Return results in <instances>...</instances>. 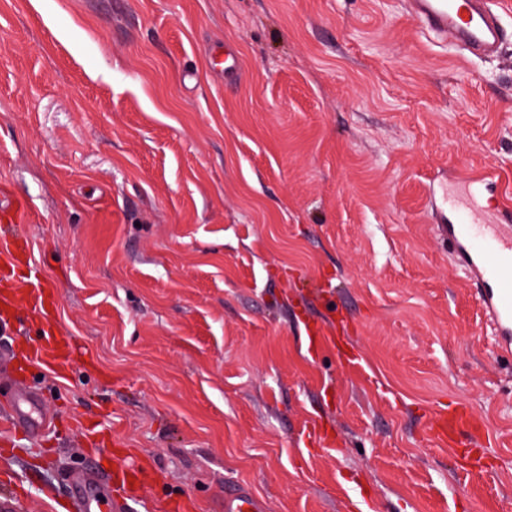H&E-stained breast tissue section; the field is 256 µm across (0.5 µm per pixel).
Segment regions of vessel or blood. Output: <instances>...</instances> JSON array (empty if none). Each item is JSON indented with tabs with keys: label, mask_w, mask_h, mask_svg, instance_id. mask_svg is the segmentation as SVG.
<instances>
[{
	"label": "vessel or blood",
	"mask_w": 512,
	"mask_h": 512,
	"mask_svg": "<svg viewBox=\"0 0 512 512\" xmlns=\"http://www.w3.org/2000/svg\"><path fill=\"white\" fill-rule=\"evenodd\" d=\"M411 6L425 29L437 37L484 54L496 51L499 27L485 0H411ZM448 242L457 266L481 286L479 299L499 353L512 358V204L500 203L491 224L480 222L469 205L459 206L448 226ZM22 247L20 237L0 236V281L8 285L0 302L23 308L27 318L38 324L40 336L32 359L58 375L68 360L70 343L50 322L52 294L40 270L20 268ZM38 401L34 391L18 386L10 414L14 430L36 435L48 427L49 418L38 410ZM483 427L465 407L453 406L434 412L430 434L451 447L468 448ZM104 479L125 507L138 501L145 473L116 456L111 466L80 475L77 484L82 491L75 500L76 512H96V500L87 490ZM224 512H263V505L247 488L228 484L224 487Z\"/></svg>",
	"instance_id": "1"
}]
</instances>
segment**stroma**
Instances as JSON below:
<instances>
[{
	"label": "stroma",
	"mask_w": 512,
	"mask_h": 512,
	"mask_svg": "<svg viewBox=\"0 0 512 512\" xmlns=\"http://www.w3.org/2000/svg\"><path fill=\"white\" fill-rule=\"evenodd\" d=\"M499 11L477 57L405 0H0V196L33 204L0 235L82 352L29 371L46 436L0 430L22 512H64L102 448L146 468L141 512H221L228 483L265 512H512V361L433 196L512 190ZM456 402L478 476L428 432Z\"/></svg>",
	"instance_id": "obj_1"
}]
</instances>
